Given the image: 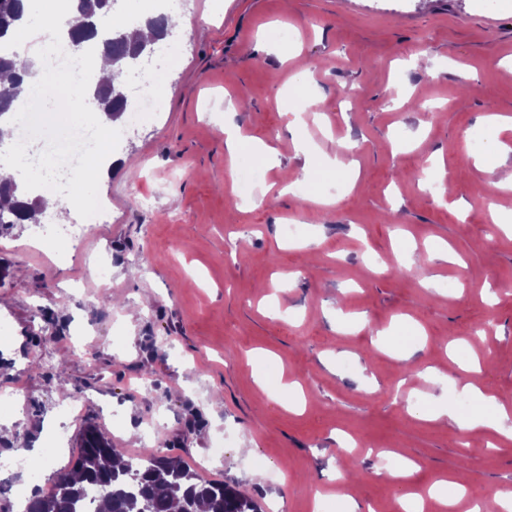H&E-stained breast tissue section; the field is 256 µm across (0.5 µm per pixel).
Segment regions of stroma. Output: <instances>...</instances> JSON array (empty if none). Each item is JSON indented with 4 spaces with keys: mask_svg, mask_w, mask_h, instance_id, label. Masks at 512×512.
Instances as JSON below:
<instances>
[{
    "mask_svg": "<svg viewBox=\"0 0 512 512\" xmlns=\"http://www.w3.org/2000/svg\"><path fill=\"white\" fill-rule=\"evenodd\" d=\"M187 13L173 68L141 61L170 91L162 122H116L132 168L76 191L107 194L108 223L54 244L29 224L0 231V457L51 482L91 424L125 454L153 434L157 455L284 512H313L317 491L333 512L347 496L398 512L387 449L418 462L416 493L444 476L477 498L512 492V444L422 416L464 400L437 381L475 352L479 387L512 409V236L497 223L512 192L464 150L488 116H512V6L189 0ZM228 129L275 151L247 196L234 173L252 154L228 155ZM269 365L300 383L304 409L258 387ZM62 425L68 444L43 459ZM340 457L362 465L347 487Z\"/></svg>",
    "mask_w": 512,
    "mask_h": 512,
    "instance_id": "35a3bbf8",
    "label": "stroma"
}]
</instances>
